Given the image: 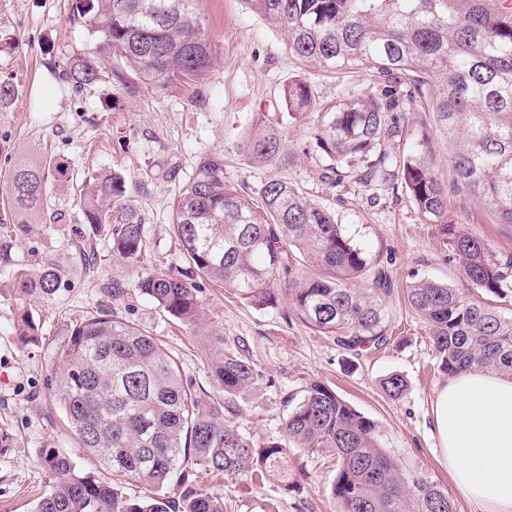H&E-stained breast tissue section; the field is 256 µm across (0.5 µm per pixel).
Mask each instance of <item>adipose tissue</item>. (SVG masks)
Here are the masks:
<instances>
[{
  "label": "adipose tissue",
  "mask_w": 512,
  "mask_h": 512,
  "mask_svg": "<svg viewBox=\"0 0 512 512\" xmlns=\"http://www.w3.org/2000/svg\"><path fill=\"white\" fill-rule=\"evenodd\" d=\"M431 420L459 493L480 512H512V379L482 369L449 375Z\"/></svg>",
  "instance_id": "obj_1"
}]
</instances>
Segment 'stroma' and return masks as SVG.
<instances>
[{
    "instance_id": "stroma-1",
    "label": "stroma",
    "mask_w": 512,
    "mask_h": 512,
    "mask_svg": "<svg viewBox=\"0 0 512 512\" xmlns=\"http://www.w3.org/2000/svg\"><path fill=\"white\" fill-rule=\"evenodd\" d=\"M70 4L0 0V80L11 79L15 87L11 102L0 107V225L17 221L8 193L15 166L50 157L73 172L125 174L126 198L143 217L146 248L133 263L113 256L110 227L91 228L75 206V182H53L49 206L65 212V220L11 241L7 260H0V428L12 437L11 446L0 449V512H32L47 486L37 465L41 449H65L85 470L98 472L51 395L53 349L74 325L109 311L159 338L197 388L209 385L203 362L212 335L243 345L262 375L239 421L241 432L254 441L278 438L283 396L318 379L374 420L383 447L407 470L446 490L456 512H478L438 462L431 407L444 376L423 322L406 307L396 309L399 329L392 345L352 358L295 315L256 308L207 280L198 283L203 320L194 328L181 325L136 288L142 274L182 268L173 202L210 156L223 157L225 181L252 201H259L270 179L292 184L344 224L396 283L419 275L469 288L436 226L422 223L405 191L351 178L336 183L316 145L313 116L291 118L280 103V91L292 77L306 81L317 102L329 104L343 93L371 90V71L323 72L296 59L285 35L245 10L241 0H199L201 22L221 57L203 79L129 89L108 79L76 94L64 88L54 67L94 51L98 38L71 21ZM258 132L279 138L281 149L272 160L250 152L248 136ZM428 161L448 189L451 217L483 240L493 256H512V224L498 223L490 210L454 189L440 139H432ZM47 263L62 267L61 287L51 303L31 304L41 336L25 344L15 333L12 275ZM116 288L122 291L117 298ZM393 372L407 382L396 399L379 384ZM289 465L296 482L290 491L270 479L250 492L243 481L218 480L201 466L195 469L196 483L223 496L235 512H251L259 502L276 512H334L333 458L298 449Z\"/></svg>"
}]
</instances>
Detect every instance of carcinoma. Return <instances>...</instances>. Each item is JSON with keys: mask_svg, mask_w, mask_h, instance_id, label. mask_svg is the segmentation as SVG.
Returning <instances> with one entry per match:
<instances>
[{"mask_svg": "<svg viewBox=\"0 0 512 512\" xmlns=\"http://www.w3.org/2000/svg\"><path fill=\"white\" fill-rule=\"evenodd\" d=\"M197 0H73L72 20L99 36L96 51L70 58L59 71L78 93L102 80L101 60L128 88L139 81L164 87L203 78L217 58L196 13ZM245 8L288 35L300 61L327 71L367 69L374 90L316 105L308 84L293 79L281 100L295 114L317 111V145L342 179L400 182L421 220L438 227L471 288L413 279L403 288L423 320L441 372L473 368L512 376V312L485 298H512V259L499 262L485 244L448 217V190L426 159L430 133L448 146L455 185L512 224V7L487 0H242ZM421 98L431 132L411 152L391 151L401 136L396 113ZM261 158L275 156L274 137L248 141ZM67 177L56 163H21L10 180L21 239L36 226L62 220L48 212V184ZM127 179L87 172L74 202L87 224L112 225V252L136 261L146 246L141 216L124 204ZM173 227L186 263L181 275L146 273L139 293L173 318L195 325L200 297L193 279L224 286L258 308L286 298L289 311L333 338L352 357L389 345L395 284L388 270L357 244L324 207L288 182L268 181L256 205L224 181V159L198 165L173 209ZM318 273L300 277V263ZM61 269L13 275L16 335L35 340L39 326L27 308L59 290ZM54 397L79 447L112 472V481L84 472L59 448H44L39 465L48 489L33 512H224V498L195 483L194 466L250 487L271 477L288 483L295 448L331 453L336 512H454L448 493L403 468L382 446L376 422L312 380L283 399L277 439L256 443L236 425L262 375L240 345L213 336L207 370L216 392L193 389L161 341L117 314L75 325L54 352ZM383 392L398 398L406 380L390 373ZM132 480L152 495H128ZM183 491L166 492L171 482Z\"/></svg>", "mask_w": 512, "mask_h": 512, "instance_id": "carcinoma-1", "label": "carcinoma"}]
</instances>
